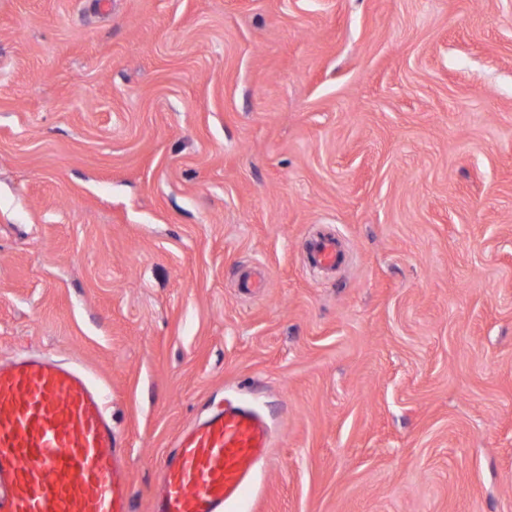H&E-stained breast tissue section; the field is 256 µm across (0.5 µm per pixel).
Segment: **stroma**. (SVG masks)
I'll list each match as a JSON object with an SVG mask.
<instances>
[{"label":"stroma","instance_id":"35a3bbf8","mask_svg":"<svg viewBox=\"0 0 512 512\" xmlns=\"http://www.w3.org/2000/svg\"><path fill=\"white\" fill-rule=\"evenodd\" d=\"M337 239L342 265L309 263ZM106 395L133 512H512V0H0V359ZM272 447L267 416L247 404L224 405L179 435L162 462L153 512H224L245 498Z\"/></svg>","mask_w":512,"mask_h":512}]
</instances>
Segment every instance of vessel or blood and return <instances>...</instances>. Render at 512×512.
Listing matches in <instances>:
<instances>
[{
  "label": "vessel or blood",
  "mask_w": 512,
  "mask_h": 512,
  "mask_svg": "<svg viewBox=\"0 0 512 512\" xmlns=\"http://www.w3.org/2000/svg\"><path fill=\"white\" fill-rule=\"evenodd\" d=\"M309 254L321 266L340 259L325 237ZM272 446L270 419L251 406L214 411L164 458L153 512H224ZM125 456L85 371L35 351L0 361V512H132Z\"/></svg>",
  "instance_id": "1"
}]
</instances>
